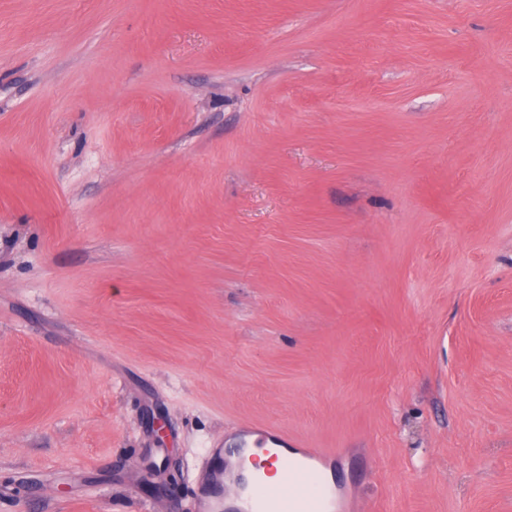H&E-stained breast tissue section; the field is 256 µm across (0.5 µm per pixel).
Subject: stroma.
Listing matches in <instances>:
<instances>
[{
  "label": "stroma",
  "mask_w": 512,
  "mask_h": 512,
  "mask_svg": "<svg viewBox=\"0 0 512 512\" xmlns=\"http://www.w3.org/2000/svg\"><path fill=\"white\" fill-rule=\"evenodd\" d=\"M270 422L512 512V0H0V512H206ZM212 478L208 485V493L205 496L212 504L210 510L227 512H254L250 506L249 510L234 509L231 500L234 496L230 495L231 486H234L238 480L239 474L233 478H224V460L217 457L212 467Z\"/></svg>",
  "instance_id": "1"
}]
</instances>
